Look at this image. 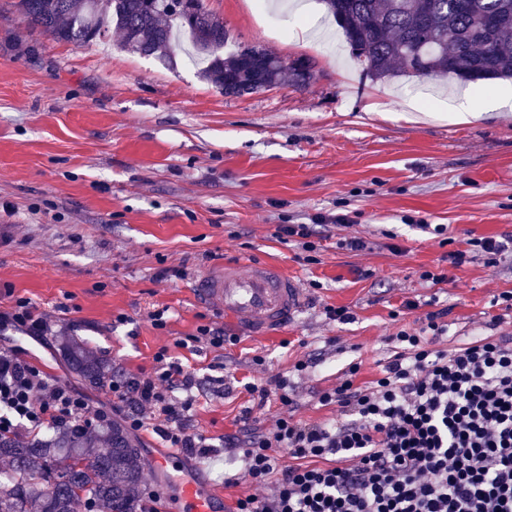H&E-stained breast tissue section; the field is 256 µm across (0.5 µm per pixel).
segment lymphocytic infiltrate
I'll return each mask as SVG.
<instances>
[{"label": "lymphocytic infiltrate", "mask_w": 512, "mask_h": 512, "mask_svg": "<svg viewBox=\"0 0 512 512\" xmlns=\"http://www.w3.org/2000/svg\"><path fill=\"white\" fill-rule=\"evenodd\" d=\"M445 310L427 312L416 332L400 330L380 377L358 385L351 366L319 396L342 419L328 425L295 419L293 379L306 369L247 383L239 437L242 481L263 496L237 498L234 512H512V336H486L449 350ZM34 338L52 330L49 313L17 299L0 313V330ZM152 371L114 374L112 405L92 407L73 388L48 375L17 347L0 346V434L26 438L42 428L80 421L90 428L120 416L127 430L152 431L169 447L206 456L210 446L193 429L192 373L160 348ZM182 397H175V390ZM277 398L284 408L269 428L252 429V410ZM291 464H279L278 450Z\"/></svg>", "instance_id": "f902f5d3"}]
</instances>
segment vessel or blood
<instances>
[{"label": "vessel or blood", "mask_w": 512, "mask_h": 512, "mask_svg": "<svg viewBox=\"0 0 512 512\" xmlns=\"http://www.w3.org/2000/svg\"><path fill=\"white\" fill-rule=\"evenodd\" d=\"M194 302L225 322L263 336L288 325L303 306L293 278L272 263L246 258L215 266L191 286ZM173 512H224V490L202 472H181L171 491Z\"/></svg>", "instance_id": "1"}]
</instances>
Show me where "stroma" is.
I'll return each instance as SVG.
<instances>
[{
  "mask_svg": "<svg viewBox=\"0 0 512 512\" xmlns=\"http://www.w3.org/2000/svg\"><path fill=\"white\" fill-rule=\"evenodd\" d=\"M229 31L230 46H261L314 66L310 88L287 85L225 96L184 57L166 64L120 47L119 31L81 47L20 27L15 0H0V312L25 298L50 313L54 334L40 342L0 335L28 359L106 406L105 386L89 385L60 353L62 338L85 343L115 371H151L162 346L197 381L192 423L212 455L195 463L215 484L242 465L224 451L249 404L245 383L309 369L298 382L296 418L329 423L336 409L318 402L351 364L358 383L380 374L399 330H418L429 309H447L451 348L512 332V312L494 298L512 291V253L487 265L473 239L512 236V104L488 111L512 82L471 92L477 116L410 119L412 95L461 96L454 81L399 76L374 82L348 60L322 0H302L277 16L287 33L263 25L253 0H203ZM312 14L297 40L298 13ZM346 225H334L336 216ZM448 227L447 245L423 224ZM309 224L321 236L314 262L275 233ZM343 236L370 250L339 249ZM466 252L454 267L444 257ZM275 261L291 275L304 309L266 337L240 334L237 345L181 347L200 325L223 314L189 296L190 277L227 258ZM185 270L182 279L156 277ZM448 276L421 279L427 269ZM415 309H405V302ZM356 319L330 321L329 307ZM165 309L167 327L149 312ZM143 459L145 491L166 494L170 473L153 455L155 434L129 437Z\"/></svg>",
  "mask_w": 512,
  "mask_h": 512,
  "instance_id": "35a3bbf8",
  "label": "stroma"
}]
</instances>
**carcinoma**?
Masks as SVG:
<instances>
[{"mask_svg": "<svg viewBox=\"0 0 512 512\" xmlns=\"http://www.w3.org/2000/svg\"><path fill=\"white\" fill-rule=\"evenodd\" d=\"M352 56L373 80L448 76L480 88L512 79V0H322ZM22 23L83 46L117 27L121 46L145 57L175 59L178 34L206 62L202 73L226 96L242 97L314 80L310 60L285 61L260 47L224 53L229 32L203 10L186 18L166 0H17ZM62 352L92 384L112 370L92 350L67 340ZM0 512H136L143 495L138 449L124 430L56 431L19 442L0 436Z\"/></svg>", "mask_w": 512, "mask_h": 512, "instance_id": "obj_1", "label": "carcinoma"}]
</instances>
